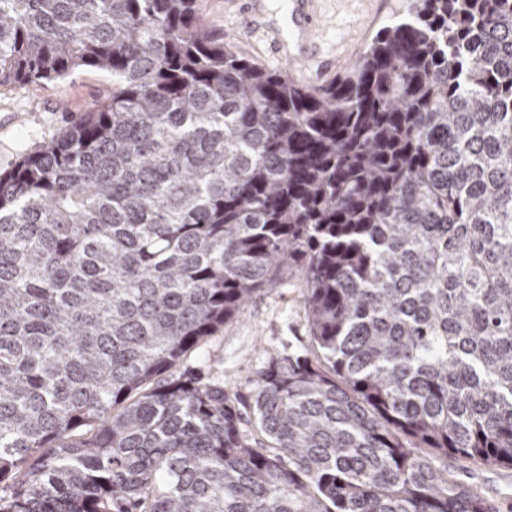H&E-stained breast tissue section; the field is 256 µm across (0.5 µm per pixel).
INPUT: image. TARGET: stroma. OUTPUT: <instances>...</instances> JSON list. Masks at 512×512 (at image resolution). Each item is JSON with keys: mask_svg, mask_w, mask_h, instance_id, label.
I'll list each match as a JSON object with an SVG mask.
<instances>
[{"mask_svg": "<svg viewBox=\"0 0 512 512\" xmlns=\"http://www.w3.org/2000/svg\"><path fill=\"white\" fill-rule=\"evenodd\" d=\"M401 0H317L321 71L325 85L351 67L376 33L390 25ZM198 14L216 35L269 69L282 68L270 41L288 29V11L275 0H197ZM110 75L84 69L63 81L0 87V172L55 137L92 103L107 98ZM304 281L294 270L256 293L238 315L188 352L183 369L203 373L251 404L261 372L271 360L312 353ZM458 481L494 512H512V467L449 460Z\"/></svg>", "mask_w": 512, "mask_h": 512, "instance_id": "obj_1", "label": "stroma"}]
</instances>
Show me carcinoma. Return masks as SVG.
<instances>
[{
	"mask_svg": "<svg viewBox=\"0 0 512 512\" xmlns=\"http://www.w3.org/2000/svg\"><path fill=\"white\" fill-rule=\"evenodd\" d=\"M112 93L0 173V512H489L512 466V0H407L302 86L196 0H0V86ZM303 268L314 357L179 371ZM458 481L471 488L493 507V512L512 510V467L485 466L448 459Z\"/></svg>",
	"mask_w": 512,
	"mask_h": 512,
	"instance_id": "obj_1",
	"label": "carcinoma"
}]
</instances>
